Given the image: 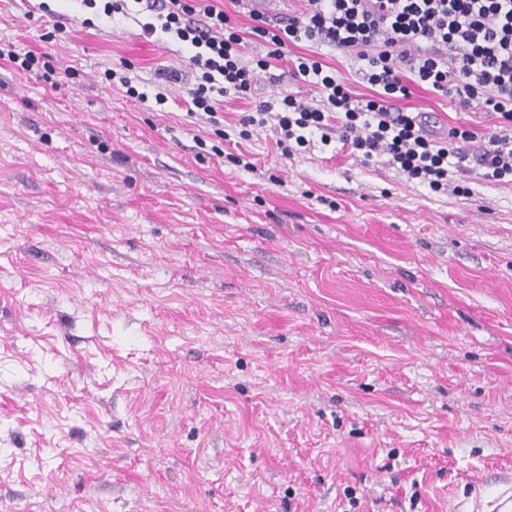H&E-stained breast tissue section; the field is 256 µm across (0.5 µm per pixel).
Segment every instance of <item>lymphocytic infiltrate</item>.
<instances>
[{"label": "lymphocytic infiltrate", "mask_w": 512, "mask_h": 512, "mask_svg": "<svg viewBox=\"0 0 512 512\" xmlns=\"http://www.w3.org/2000/svg\"><path fill=\"white\" fill-rule=\"evenodd\" d=\"M96 16L130 18L144 35L162 33L187 50V72L166 74L185 84L192 106L208 116L214 134L224 95L247 96L258 73L275 67L289 44H324L361 61L363 80L375 87L356 98L315 56L298 57L293 76L321 91L316 103L288 92L262 101L239 120L238 135L273 124L284 155L341 141L364 159L382 158L408 180L435 193L464 192L473 171L487 180L512 179V0H305L287 25L251 13V34L265 54L243 56V39L223 9L201 0H82ZM496 115L505 128L483 137L459 126L434 137L425 113L398 108L410 84ZM474 144L466 152L465 144Z\"/></svg>", "instance_id": "f902f5d3"}]
</instances>
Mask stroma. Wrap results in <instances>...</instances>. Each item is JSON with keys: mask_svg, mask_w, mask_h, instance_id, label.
<instances>
[{"mask_svg": "<svg viewBox=\"0 0 512 512\" xmlns=\"http://www.w3.org/2000/svg\"><path fill=\"white\" fill-rule=\"evenodd\" d=\"M39 2L0 0V41L54 70L0 67V512H487L512 487V184L234 137L255 101L318 99L288 74L305 41L225 97L217 141L182 86L152 99L184 48ZM400 106L499 130L426 87Z\"/></svg>", "mask_w": 512, "mask_h": 512, "instance_id": "stroma-1", "label": "stroma"}]
</instances>
